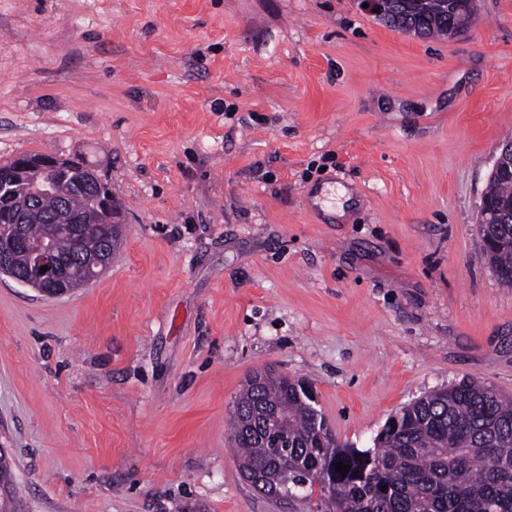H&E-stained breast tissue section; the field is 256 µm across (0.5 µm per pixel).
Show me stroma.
I'll use <instances>...</instances> for the list:
<instances>
[{"label":"stroma","instance_id":"stroma-1","mask_svg":"<svg viewBox=\"0 0 512 512\" xmlns=\"http://www.w3.org/2000/svg\"><path fill=\"white\" fill-rule=\"evenodd\" d=\"M477 9L448 39L360 0H0V164L82 159L123 220L65 296L0 275L16 512H316L237 470L235 401L267 366L359 449L462 379L512 397V288L478 222L512 0Z\"/></svg>","mask_w":512,"mask_h":512}]
</instances>
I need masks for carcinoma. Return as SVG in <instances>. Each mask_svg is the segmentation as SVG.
<instances>
[{"label": "carcinoma", "instance_id": "carcinoma-1", "mask_svg": "<svg viewBox=\"0 0 512 512\" xmlns=\"http://www.w3.org/2000/svg\"><path fill=\"white\" fill-rule=\"evenodd\" d=\"M467 0H393L385 25L419 37L446 36L448 24L466 29L474 21ZM88 167L77 163L74 179L61 185L78 234L55 237L58 255L77 249L111 251L105 218L92 202ZM491 200L512 199V179L486 185ZM59 197L38 200L27 212L26 233L50 232ZM495 245L482 250L500 282L512 287V214L490 224ZM308 383L272 369L251 374L236 400L231 444L238 468L274 475L290 499L307 500L319 487L318 512H512V399L463 379L426 394L395 413L374 447L337 444L322 412L312 406ZM281 415L287 442L264 434L260 423ZM349 466L345 475L336 464ZM385 490H380V487Z\"/></svg>", "mask_w": 512, "mask_h": 512}]
</instances>
